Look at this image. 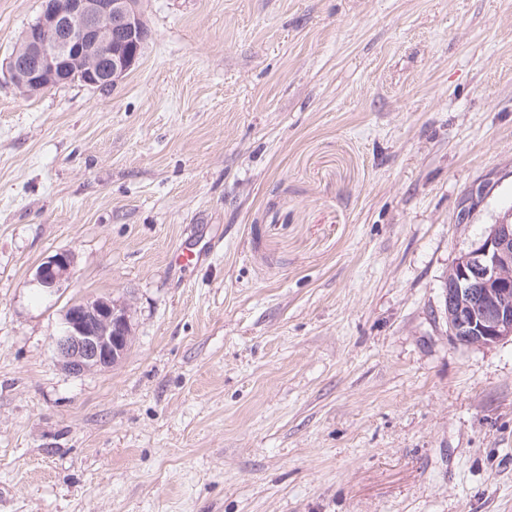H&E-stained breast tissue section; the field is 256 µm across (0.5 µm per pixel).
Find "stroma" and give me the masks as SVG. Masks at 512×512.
<instances>
[{"mask_svg":"<svg viewBox=\"0 0 512 512\" xmlns=\"http://www.w3.org/2000/svg\"><path fill=\"white\" fill-rule=\"evenodd\" d=\"M139 7L116 87L28 96L0 0V512H512V338L442 296L512 223V0ZM96 297L132 339L76 376ZM74 256L67 251L56 253L38 268L37 281L47 289L54 290L72 275ZM131 335L129 311L122 302L96 298L75 303L64 315L57 357L73 375L112 367L127 350Z\"/></svg>","mask_w":512,"mask_h":512,"instance_id":"obj_1","label":"stroma"}]
</instances>
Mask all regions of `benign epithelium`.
Returning <instances> with one entry per match:
<instances>
[{"label": "benign epithelium", "instance_id": "7a95c632", "mask_svg": "<svg viewBox=\"0 0 512 512\" xmlns=\"http://www.w3.org/2000/svg\"><path fill=\"white\" fill-rule=\"evenodd\" d=\"M139 0H44L37 22L9 58L14 83L35 93L78 76L90 87L115 86L135 65L146 37ZM512 225L494 224L451 267L444 286L448 329L455 340L487 346L512 337V307L501 295L512 289ZM74 256L58 252L36 276L54 290L72 275ZM132 335L125 304L96 298L71 305L57 343L61 365L73 375L106 368L125 353Z\"/></svg>", "mask_w": 512, "mask_h": 512}]
</instances>
